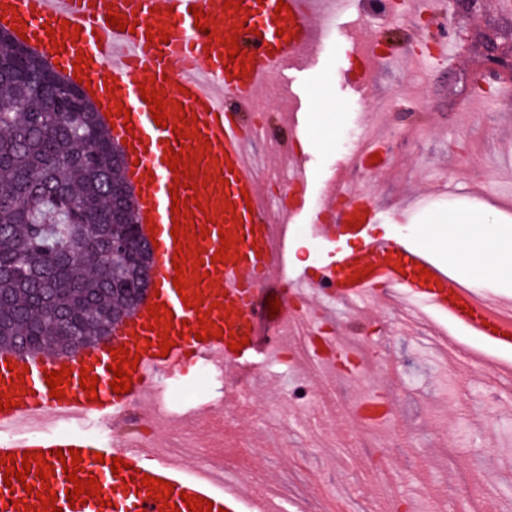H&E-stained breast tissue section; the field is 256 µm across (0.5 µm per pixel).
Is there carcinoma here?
<instances>
[{
    "label": "carcinoma",
    "instance_id": "carcinoma-1",
    "mask_svg": "<svg viewBox=\"0 0 512 512\" xmlns=\"http://www.w3.org/2000/svg\"><path fill=\"white\" fill-rule=\"evenodd\" d=\"M488 40L506 47L512 31L480 33L474 47ZM76 87L44 54L0 46V349L30 336L26 356L70 354V331L89 347L112 335L140 303L123 289L146 287L152 265L134 241L112 284V234L137 223V200L93 102L54 108Z\"/></svg>",
    "mask_w": 512,
    "mask_h": 512
}]
</instances>
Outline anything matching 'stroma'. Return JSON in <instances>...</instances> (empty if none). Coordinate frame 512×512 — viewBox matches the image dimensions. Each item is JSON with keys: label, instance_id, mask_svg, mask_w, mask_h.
I'll return each instance as SVG.
<instances>
[{"label": "stroma", "instance_id": "obj_1", "mask_svg": "<svg viewBox=\"0 0 512 512\" xmlns=\"http://www.w3.org/2000/svg\"><path fill=\"white\" fill-rule=\"evenodd\" d=\"M413 0H400L386 18L344 15L331 27L322 53L302 68L274 76L298 96L300 140L308 183L292 200L294 242L300 260L293 275L317 276L331 244L312 235L323 187L336 172L352 183H366L378 207L371 228L376 236L424 244L425 225L468 210L474 202L493 206L497 221L484 225L491 237L512 236V98L473 109L461 77L471 68L465 53L452 67L429 62L394 70L374 53H409L411 27L421 26ZM512 25V12L498 0H480L470 14L448 16L445 28L425 30V39L460 40L488 20ZM369 60L361 70L359 60ZM370 76L361 88L362 76ZM380 127L389 151L385 172L374 173L353 159L344 143ZM369 366L388 364L392 381L367 383L340 373L328 392L335 405L348 407L368 396L388 400L398 424L387 421L361 426L336 419L335 432L318 436L287 417L282 406L293 383L309 385L325 374L310 366L306 355L267 367L253 377L251 407L223 434V457L238 461L244 474L268 470L283 491L312 493L321 512H351L352 502L368 512H384L397 500L405 512H500L512 501V375L502 370L476 373L463 367L454 348H436L428 319L410 321L393 305H365ZM239 384L232 376L203 382L198 375L172 388L179 412L223 402L233 409ZM486 400L489 413L471 408ZM387 455L393 481L377 479L374 464Z\"/></svg>", "mask_w": 512, "mask_h": 512}]
</instances>
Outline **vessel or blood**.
I'll return each mask as SVG.
<instances>
[{
    "label": "vessel or blood",
    "instance_id": "obj_1",
    "mask_svg": "<svg viewBox=\"0 0 512 512\" xmlns=\"http://www.w3.org/2000/svg\"><path fill=\"white\" fill-rule=\"evenodd\" d=\"M282 0H244L242 9L228 8L224 0H0V27L12 28L14 19L25 20V35L30 46L48 56L57 57L58 68L73 73L82 68L81 78L89 82L93 101L99 111L120 102L130 111L132 130L115 124L110 134L115 140H127L124 150L125 172L138 198L139 224L156 227L157 248L152 249L150 272L152 290L135 313L119 327L110 345L90 349L81 358L39 355L23 358L0 351V392L13 393L16 405L0 410V428L15 430L12 438L0 439V457L29 452H47L52 474L46 483L55 492V505L62 512H159L162 501L148 496L141 485L150 475L171 483L170 501L180 512H187L182 495L212 502L218 512H241L244 490L241 482L217 480L214 475H187L185 460L179 456L153 454L133 437L115 443L111 437L88 440L77 427L91 419L119 417L139 419L137 403L150 396L159 381H179L191 367L207 361L237 370L254 356L273 364L279 352L271 335L287 337L304 328L308 347L318 352L332 371L353 368L347 345L330 336L320 335L314 320L321 315L315 296L322 295L347 303L360 304L370 299L387 298L390 287H398L406 309L425 310L450 316L455 322L474 330L494 346L512 349V317L494 315L480 304L460 283L456 274L439 266L431 255L417 245L393 238L376 237L371 226L376 212L360 190L345 181L326 185L319 202L320 214L328 223L313 225L315 235L338 241L336 254L325 263L317 277H287L288 229L295 214L290 203H283L279 215H271L264 203V193L249 166V152L259 137L248 123L239 105L257 99L271 75L283 73L288 66H299L319 50L320 21L315 18L312 0H283L288 5L283 18L274 11ZM208 16L206 31L195 26L194 10ZM133 17L134 32H122L107 25L108 13ZM80 26V33L63 30L68 44L57 51L50 28L63 29V22ZM163 27L166 39H147L149 28ZM236 37L246 59L243 64L228 63L226 39ZM84 53L85 63H77V53ZM112 85H105V78ZM153 81L165 91L168 105L178 106L180 128L187 136L175 138L170 128L157 126L152 106L144 102L138 85ZM190 156L193 188H175L174 173L164 161L166 147ZM198 198L203 210L194 219H181L186 235L180 243L199 247L201 263L185 271L190 282L185 292L173 285L174 242L171 207L174 198ZM233 212H224L225 203ZM229 230L234 238L231 260L218 263L214 255L221 245L220 230ZM361 240L358 248L349 247L350 239ZM431 272V279L419 278V268ZM365 277H358V270ZM283 295L305 299L301 313L280 311L270 316L266 298L273 287ZM201 296L199 308L185 306L183 297ZM165 303L175 322L171 336L177 344L169 354H162L157 331L151 330L150 304ZM206 316L223 331L222 338L196 340L198 318ZM245 340L240 352L231 351V339ZM126 347L137 354L139 362L131 373L132 387L123 394L114 393L110 370L115 359L111 348ZM71 370L69 386L63 398L51 396L45 372L61 367ZM25 370L24 384H10L13 370ZM97 377L96 399H88L80 387L81 373ZM390 406L376 399L360 402L350 414L356 422L367 425L387 419ZM79 450L86 475L97 478L109 505L88 498L86 504L70 505L65 493L69 483L57 451ZM104 462H97V455ZM126 463L120 473H113L112 458ZM6 471L0 464V512H17L14 502L21 499L33 507L41 502L34 493H26L25 484L41 487L44 481L29 474L24 484L7 487Z\"/></svg>",
    "mask_w": 512,
    "mask_h": 512
}]
</instances>
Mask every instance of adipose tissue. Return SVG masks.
I'll list each match as a JSON object with an SVG mask.
<instances>
[{"instance_id": "ef3b65f1", "label": "adipose tissue", "mask_w": 512, "mask_h": 512, "mask_svg": "<svg viewBox=\"0 0 512 512\" xmlns=\"http://www.w3.org/2000/svg\"><path fill=\"white\" fill-rule=\"evenodd\" d=\"M491 208L479 202L464 214L449 215L447 221L425 227L429 245L446 254L449 264L465 276L495 275L512 279V239H487L482 232Z\"/></svg>"}]
</instances>
